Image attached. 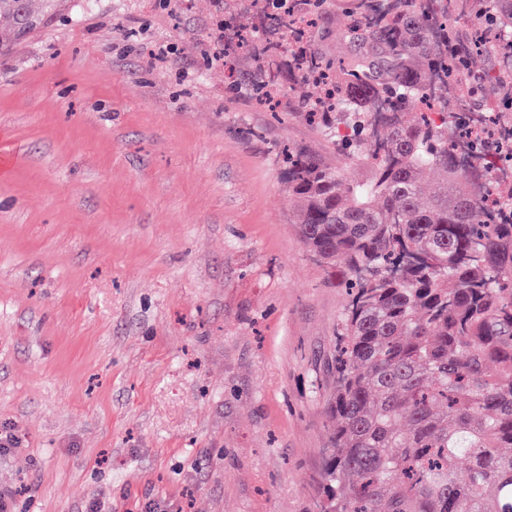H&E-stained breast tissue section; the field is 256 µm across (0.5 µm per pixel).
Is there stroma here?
<instances>
[{"label":"stroma","mask_w":512,"mask_h":512,"mask_svg":"<svg viewBox=\"0 0 512 512\" xmlns=\"http://www.w3.org/2000/svg\"><path fill=\"white\" fill-rule=\"evenodd\" d=\"M348 0L312 43L345 54ZM249 50L217 59L220 37ZM256 0H67L0 56V457L14 512H315L349 297L302 242L282 148L342 164ZM164 47V59L149 61Z\"/></svg>","instance_id":"35a3bbf8"}]
</instances>
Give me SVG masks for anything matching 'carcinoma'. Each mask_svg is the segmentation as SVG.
<instances>
[{"instance_id":"1","label":"carcinoma","mask_w":512,"mask_h":512,"mask_svg":"<svg viewBox=\"0 0 512 512\" xmlns=\"http://www.w3.org/2000/svg\"><path fill=\"white\" fill-rule=\"evenodd\" d=\"M422 2L376 16L374 0H353L351 51L334 60L289 14L275 17L288 44L262 48L268 80L286 54L288 71L321 84L309 117L336 133L341 157L372 167L359 182L303 148L284 154L301 236L351 289L327 399L330 512H512V185L478 193L456 164V119L413 111L435 94L430 74L464 71L476 54L512 77V0H461L474 39L441 57L430 46L448 45V19ZM60 6L0 0V50ZM430 168L444 177L427 187Z\"/></svg>"}]
</instances>
